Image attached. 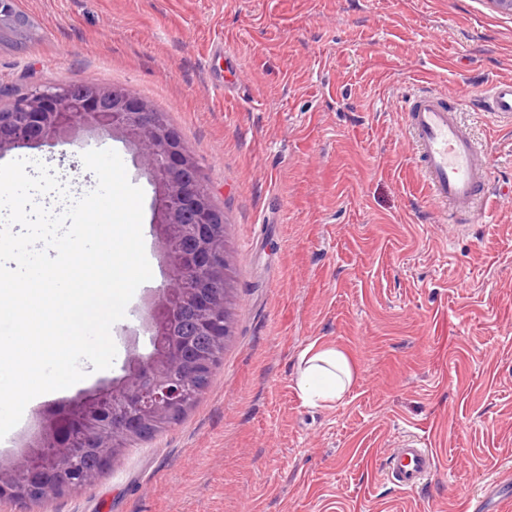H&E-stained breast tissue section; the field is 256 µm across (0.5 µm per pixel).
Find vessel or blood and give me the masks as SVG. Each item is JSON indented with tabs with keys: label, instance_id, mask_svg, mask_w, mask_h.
<instances>
[{
	"label": "vessel or blood",
	"instance_id": "1",
	"mask_svg": "<svg viewBox=\"0 0 512 512\" xmlns=\"http://www.w3.org/2000/svg\"><path fill=\"white\" fill-rule=\"evenodd\" d=\"M481 100L490 115L512 120V80L492 83ZM403 110L420 175L435 200L446 206L445 222L476 221L494 187L489 158L461 124L457 106L440 91L423 90L410 97ZM436 471L433 449L422 437L406 433L390 446L382 477L394 488L410 491L426 484Z\"/></svg>",
	"mask_w": 512,
	"mask_h": 512
}]
</instances>
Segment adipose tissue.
Instances as JSON below:
<instances>
[{
  "label": "adipose tissue",
  "instance_id": "ef3b65f1",
  "mask_svg": "<svg viewBox=\"0 0 512 512\" xmlns=\"http://www.w3.org/2000/svg\"><path fill=\"white\" fill-rule=\"evenodd\" d=\"M354 376V365L343 350L313 344L300 353L294 382L305 404L326 407L342 401Z\"/></svg>",
  "mask_w": 512,
  "mask_h": 512
}]
</instances>
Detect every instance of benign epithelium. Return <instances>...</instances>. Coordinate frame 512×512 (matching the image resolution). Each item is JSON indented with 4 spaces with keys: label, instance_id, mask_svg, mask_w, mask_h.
I'll return each mask as SVG.
<instances>
[{
    "label": "benign epithelium",
    "instance_id": "1",
    "mask_svg": "<svg viewBox=\"0 0 512 512\" xmlns=\"http://www.w3.org/2000/svg\"><path fill=\"white\" fill-rule=\"evenodd\" d=\"M19 0H0V34L26 31ZM87 128L130 140L155 188L154 224L167 279L156 289L146 328L161 336L164 318L192 305L209 337L203 353L173 338L150 354L132 353L124 375L56 405L69 436L48 455L36 454L56 431L50 412L18 458L0 461V501L40 503L92 483L131 440L166 429L193 406L211 361L224 353L229 267L224 213L214 205L196 157L175 128L145 100L91 81L44 83L0 109V156L45 143L79 144Z\"/></svg>",
    "mask_w": 512,
    "mask_h": 512
}]
</instances>
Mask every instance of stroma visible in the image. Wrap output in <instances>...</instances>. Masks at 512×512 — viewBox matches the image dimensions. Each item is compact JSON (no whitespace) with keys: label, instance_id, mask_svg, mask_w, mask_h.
Returning a JSON list of instances; mask_svg holds the SVG:
<instances>
[{"label":"stroma","instance_id":"1","mask_svg":"<svg viewBox=\"0 0 512 512\" xmlns=\"http://www.w3.org/2000/svg\"><path fill=\"white\" fill-rule=\"evenodd\" d=\"M37 30L0 43L6 92L45 82L124 89L165 112L224 213L231 334L210 386L167 430L135 440L89 486L9 512H474L512 469V122L473 93L512 79V14L489 0H20ZM223 43L241 90L225 97ZM432 88L487 147L489 224L453 227L426 191L400 101ZM0 156L52 166L73 198L113 149L144 191L152 269L111 329V368L39 395L0 439L15 457L50 406L120 376L150 349L147 300L164 279L154 188L123 139L84 133ZM343 349L355 381L303 404L299 353ZM437 473L401 492L381 477L403 432Z\"/></svg>","mask_w":512,"mask_h":512}]
</instances>
